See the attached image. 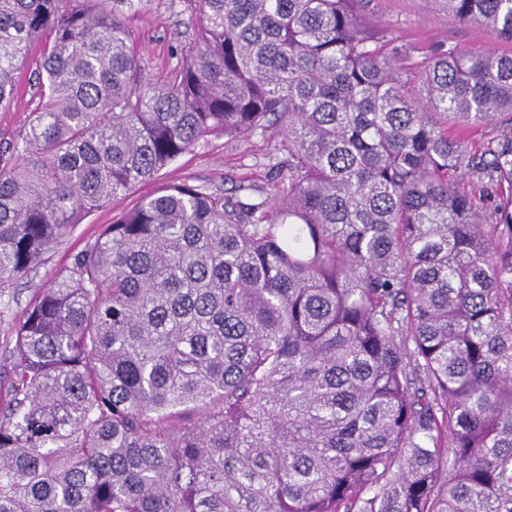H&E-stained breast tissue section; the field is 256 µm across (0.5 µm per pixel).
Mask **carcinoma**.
<instances>
[{"label": "carcinoma", "mask_w": 512, "mask_h": 512, "mask_svg": "<svg viewBox=\"0 0 512 512\" xmlns=\"http://www.w3.org/2000/svg\"><path fill=\"white\" fill-rule=\"evenodd\" d=\"M369 2L194 0L149 83L104 0H0L1 108L46 45L0 288L202 140L284 154L230 196L162 185L32 292L0 512H512V53L405 79ZM444 3L512 42V0Z\"/></svg>", "instance_id": "cac0c4a2"}]
</instances>
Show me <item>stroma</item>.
<instances>
[{
	"instance_id": "stroma-1",
	"label": "stroma",
	"mask_w": 512,
	"mask_h": 512,
	"mask_svg": "<svg viewBox=\"0 0 512 512\" xmlns=\"http://www.w3.org/2000/svg\"><path fill=\"white\" fill-rule=\"evenodd\" d=\"M370 9L393 30L396 47L413 69L437 49L512 52V43L501 39L494 30L458 22L441 0H370ZM121 10L141 50L146 77L153 82L163 80L179 60V47L195 35L189 0H129ZM41 52V46L31 48L11 105L0 109L1 142L18 139L28 125L30 113L38 107L36 77ZM278 141V136L268 131L245 139L199 142L163 170L156 181L138 186L133 194L118 197L107 208L87 216L36 270L9 287L0 288V385L10 381L9 338L29 296L70 265L98 225L111 223L114 215L132 207L139 196L152 193L165 183L184 180L228 194L239 182H264L270 166L280 159Z\"/></svg>"
}]
</instances>
